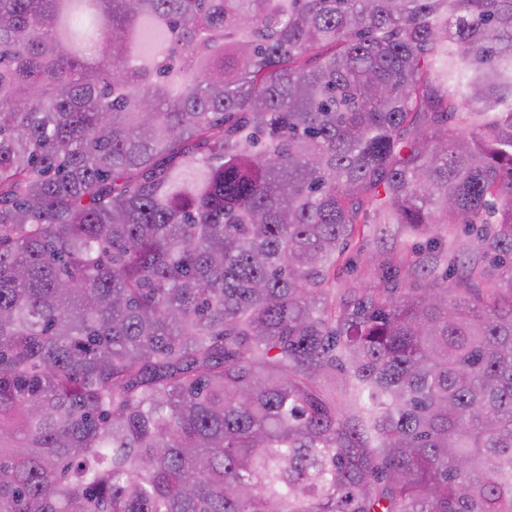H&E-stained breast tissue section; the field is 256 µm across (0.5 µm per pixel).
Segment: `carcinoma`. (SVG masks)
<instances>
[{
    "mask_svg": "<svg viewBox=\"0 0 512 512\" xmlns=\"http://www.w3.org/2000/svg\"><path fill=\"white\" fill-rule=\"evenodd\" d=\"M0 512H512V0H0ZM373 211L369 213L367 224L359 226V232L345 249L330 288L336 299V311L350 297L358 295L356 288H374L380 282L379 272L383 265L389 262L403 260L402 275L399 287L402 291L411 288H423L429 277L426 271H434L442 275L448 271L456 277L459 251L448 247L449 242L458 244L470 243L474 236L468 234V227L463 224L441 226L437 235L435 248H425V237L419 238L424 244L421 254L405 247L399 238L385 232V227L392 224H375ZM386 225V226H385Z\"/></svg>",
    "mask_w": 512,
    "mask_h": 512,
    "instance_id": "cac0c4a2",
    "label": "carcinoma"
}]
</instances>
